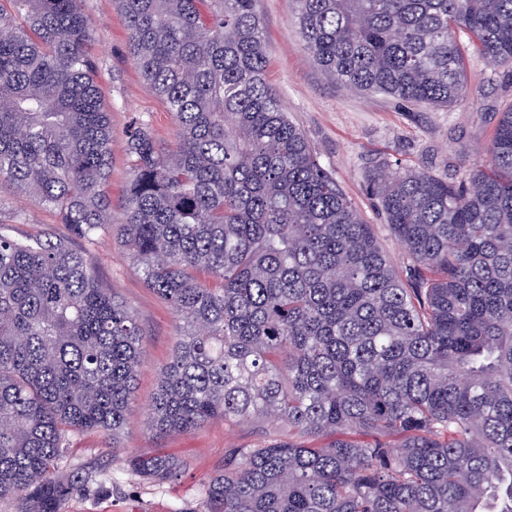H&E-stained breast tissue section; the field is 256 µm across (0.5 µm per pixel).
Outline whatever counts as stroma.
<instances>
[{"instance_id":"obj_1","label":"stroma","mask_w":512,"mask_h":512,"mask_svg":"<svg viewBox=\"0 0 512 512\" xmlns=\"http://www.w3.org/2000/svg\"><path fill=\"white\" fill-rule=\"evenodd\" d=\"M82 12L101 37L90 47L98 64V84L112 119V167L108 191L112 221L122 219L123 191L130 177L126 132L136 119L148 122L157 142L170 147L176 125L166 103L143 81L129 53L125 22L115 0H80ZM264 21L267 79L289 117L304 134L320 163L330 170L365 223L371 224L396 269L404 267V247L385 224L366 191L371 169L384 161L418 168L448 182L464 179L470 163L485 159L499 115L512 108V66L490 65L478 54L467 61L468 97L450 107L403 102L347 87L314 60L299 33L297 0H256ZM0 222L16 234L65 233L55 214L12 188H0ZM89 251L103 287L126 300L146 334L136 401L117 439L93 431L72 434L63 469L105 466L112 488L99 494L71 495L63 512H206L202 493L234 448H255L287 437L283 424L258 419L214 420L185 434L158 438L147 423L146 405L156 391L178 337L176 319L147 288L137 263L116 235L103 237ZM165 451L182 463L175 480L158 486L127 468V456Z\"/></svg>"}]
</instances>
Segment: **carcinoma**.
I'll use <instances>...</instances> for the list:
<instances>
[{"label": "carcinoma", "mask_w": 512, "mask_h": 512, "mask_svg": "<svg viewBox=\"0 0 512 512\" xmlns=\"http://www.w3.org/2000/svg\"><path fill=\"white\" fill-rule=\"evenodd\" d=\"M78 2L0 0V186L67 229L0 222V500L17 512L107 490L102 468L61 470L67 435L124 430L146 342L71 246L112 232V120ZM297 2L318 64L362 91L449 107L468 51L512 63V0ZM118 4L177 126L170 150L144 122L126 143L119 235L179 328L148 425H288L224 457L207 512H512V109L457 184L371 170L401 275L268 84L255 0ZM127 463L156 483L180 469Z\"/></svg>", "instance_id": "1"}]
</instances>
